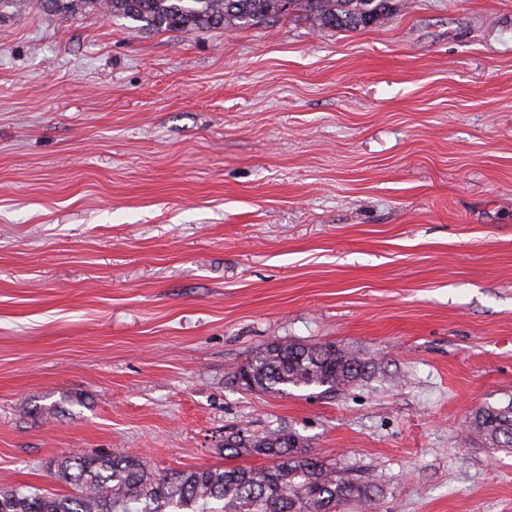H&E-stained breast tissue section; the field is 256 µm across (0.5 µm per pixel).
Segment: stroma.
I'll use <instances>...</instances> for the list:
<instances>
[{"instance_id":"obj_1","label":"stroma","mask_w":512,"mask_h":512,"mask_svg":"<svg viewBox=\"0 0 512 512\" xmlns=\"http://www.w3.org/2000/svg\"><path fill=\"white\" fill-rule=\"evenodd\" d=\"M369 379L250 391L269 344ZM512 0L210 32L0 16V486L287 428L380 512H512ZM470 434L495 448H512V398L496 406L486 405L475 411Z\"/></svg>"}]
</instances>
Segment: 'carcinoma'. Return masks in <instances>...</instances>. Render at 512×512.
<instances>
[{
    "label": "carcinoma",
    "mask_w": 512,
    "mask_h": 512,
    "mask_svg": "<svg viewBox=\"0 0 512 512\" xmlns=\"http://www.w3.org/2000/svg\"><path fill=\"white\" fill-rule=\"evenodd\" d=\"M74 19L99 11L145 30L212 31L278 21L296 11L328 29L354 31L389 15L395 0H0V16L31 6ZM373 360L334 343L271 344L243 365L245 388L282 393L288 386L334 391L362 380ZM470 434L495 448H512V398L475 411ZM258 455L261 467L176 470L163 475L142 459L114 450L74 453L54 463L66 494L0 487V512H341L356 503L374 512L373 482L308 450L290 430L224 437V458Z\"/></svg>",
    "instance_id": "obj_1"
}]
</instances>
